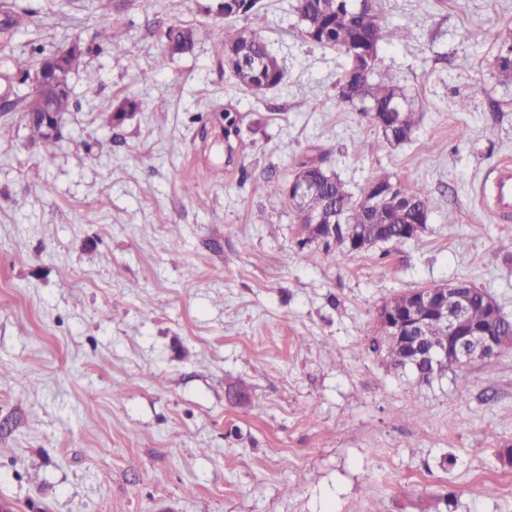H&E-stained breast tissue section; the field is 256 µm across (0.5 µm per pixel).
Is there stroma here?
<instances>
[{
  "instance_id": "1",
  "label": "stroma",
  "mask_w": 512,
  "mask_h": 512,
  "mask_svg": "<svg viewBox=\"0 0 512 512\" xmlns=\"http://www.w3.org/2000/svg\"><path fill=\"white\" fill-rule=\"evenodd\" d=\"M221 0H16L0 49L92 45L60 139L0 112V500L14 512H512V348L432 382L367 351L391 297L464 281L512 318V221L491 211L512 164V84L495 57L512 0H380L379 50L422 118L377 130L336 102L347 57L306 41L295 0L225 23ZM113 19L125 47L95 46ZM192 52L150 69L168 25ZM261 29L285 70L239 86L213 46ZM126 97L139 110L120 125ZM469 111H457L460 98ZM235 121L244 148L227 149ZM325 164L360 195L426 185L425 230L324 256L300 247L263 179ZM193 195H184V185Z\"/></svg>"
}]
</instances>
